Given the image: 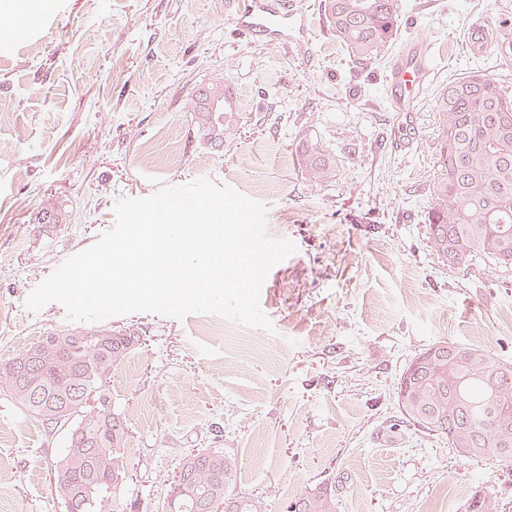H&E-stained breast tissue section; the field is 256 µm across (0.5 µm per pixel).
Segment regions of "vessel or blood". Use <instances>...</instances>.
<instances>
[{
	"label": "vessel or blood",
	"instance_id": "vessel-or-blood-1",
	"mask_svg": "<svg viewBox=\"0 0 512 512\" xmlns=\"http://www.w3.org/2000/svg\"><path fill=\"white\" fill-rule=\"evenodd\" d=\"M298 14L297 0H276L270 7L262 0H243L238 11L242 29L263 39L280 34ZM433 71V61L422 47L407 52L392 69L388 92L400 133L413 124L420 93Z\"/></svg>",
	"mask_w": 512,
	"mask_h": 512
}]
</instances>
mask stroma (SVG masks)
I'll return each instance as SVG.
<instances>
[{
	"mask_svg": "<svg viewBox=\"0 0 512 512\" xmlns=\"http://www.w3.org/2000/svg\"><path fill=\"white\" fill-rule=\"evenodd\" d=\"M232 2L58 0L0 43V361L72 328L62 305L34 311L27 299L113 226L118 200L207 177L257 198L268 236L297 250L261 289L270 328L206 336L197 314L109 318L144 339L107 383L129 430L124 498L161 503L190 449L221 448L237 461L232 491L266 512L319 482L335 486L337 512H464L475 493L512 512V466L459 460L396 399L405 363L438 341L512 362V268H448L426 229L436 97L473 70L512 93V54L465 48L472 19H512V0H403L397 39L365 66L322 0H300L307 30H289L286 46L240 31ZM416 41L435 71L413 144L395 152L386 78ZM216 76L238 113L219 152L190 116L196 88ZM306 136L335 156L333 180L304 179L295 146ZM171 144L179 162L159 163ZM49 197L66 223L41 222ZM62 446L0 395V512H65L52 472Z\"/></svg>",
	"mask_w": 512,
	"mask_h": 512,
	"instance_id": "1",
	"label": "stroma"
}]
</instances>
